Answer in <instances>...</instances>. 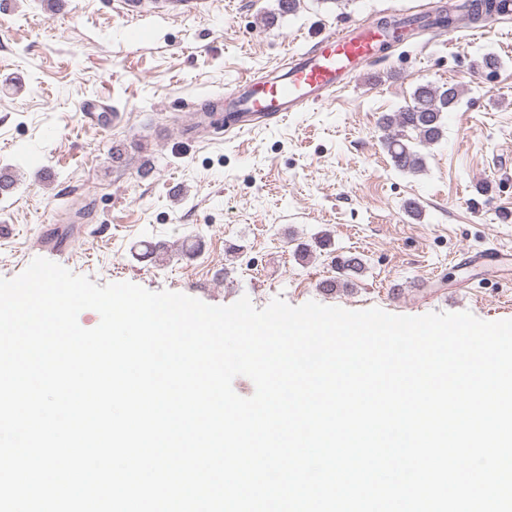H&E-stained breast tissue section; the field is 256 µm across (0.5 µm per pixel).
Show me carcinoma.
Instances as JSON below:
<instances>
[{
  "mask_svg": "<svg viewBox=\"0 0 512 512\" xmlns=\"http://www.w3.org/2000/svg\"><path fill=\"white\" fill-rule=\"evenodd\" d=\"M473 21H478L502 8L501 0H470L464 5ZM415 19L396 20L383 18L379 26L386 33L387 43L382 50L390 49L402 41L401 33L410 30ZM463 90L456 84L446 87L426 82L418 85L410 104L392 114L381 117L379 128L383 141L395 169L416 173L423 167V158L416 146L408 139V133L416 134L419 142L432 144L444 135V116L458 106Z\"/></svg>",
  "mask_w": 512,
  "mask_h": 512,
  "instance_id": "carcinoma-1",
  "label": "carcinoma"
}]
</instances>
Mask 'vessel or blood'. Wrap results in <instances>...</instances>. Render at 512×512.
<instances>
[{"label":"vessel or blood","instance_id":"obj_1","mask_svg":"<svg viewBox=\"0 0 512 512\" xmlns=\"http://www.w3.org/2000/svg\"><path fill=\"white\" fill-rule=\"evenodd\" d=\"M383 39L378 25L358 20L320 35L309 50L293 55L280 76L243 77L226 86L225 102L242 114L240 120L228 124V131L239 135L262 121L282 120L288 113L329 101L345 77L378 61Z\"/></svg>","mask_w":512,"mask_h":512}]
</instances>
